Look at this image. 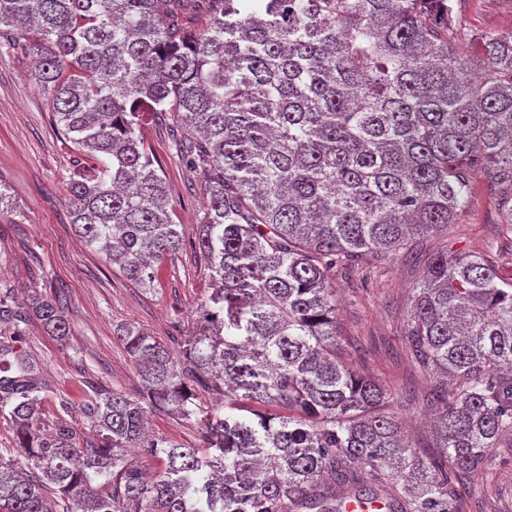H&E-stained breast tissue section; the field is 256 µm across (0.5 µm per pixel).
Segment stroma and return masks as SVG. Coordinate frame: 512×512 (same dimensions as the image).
Returning a JSON list of instances; mask_svg holds the SVG:
<instances>
[{"label":"stroma","instance_id":"obj_1","mask_svg":"<svg viewBox=\"0 0 512 512\" xmlns=\"http://www.w3.org/2000/svg\"><path fill=\"white\" fill-rule=\"evenodd\" d=\"M453 38L467 46L473 36L512 31V0H457ZM34 60L21 51L0 53V183L15 211L0 219V289L22 300L27 291L65 295L72 334L67 344L30 321L24 349L36 358L49 394L40 405L52 425L59 396L81 402L87 382L129 394L140 378L116 338L124 325L139 327L168 346L190 330L193 315L211 293V283L193 248L207 198L200 172L187 167L173 146L184 128L171 112L149 115L145 137L172 193L186 246L163 262L153 289L138 287L97 249L81 242L70 222L65 185L76 159L56 128L48 97L31 78ZM473 192L457 223L416 239L390 255L357 258L352 277L336 274L338 353L359 373L387 390L384 414L399 419L418 455L439 456L429 419L428 395L440 377L413 360L406 339L413 295L425 262L440 252L477 253L503 281H512V186L479 169ZM460 512H512V437L493 449L487 468L466 483Z\"/></svg>","mask_w":512,"mask_h":512}]
</instances>
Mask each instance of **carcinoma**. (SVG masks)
<instances>
[{
  "instance_id": "1",
  "label": "carcinoma",
  "mask_w": 512,
  "mask_h": 512,
  "mask_svg": "<svg viewBox=\"0 0 512 512\" xmlns=\"http://www.w3.org/2000/svg\"><path fill=\"white\" fill-rule=\"evenodd\" d=\"M454 28V0H0L8 48L39 59L35 83L80 155L75 232L154 286L183 233L144 123L178 113L191 134L179 151L204 180L212 283L176 347L121 329L144 390L90 383L89 436L66 398L45 433L48 389L15 346L33 318L66 343L67 301L0 294V413L21 457L0 455V512H344L383 488L387 512H459L452 479L512 434V282L444 251L413 299L410 350L452 380L432 394L452 478L378 411L386 390L338 357L331 288L351 259L455 223L472 170L512 182V40L484 35L470 58ZM198 389L224 402L205 407ZM153 412L194 421L200 445L148 435ZM129 448L162 470L147 479Z\"/></svg>"
}]
</instances>
